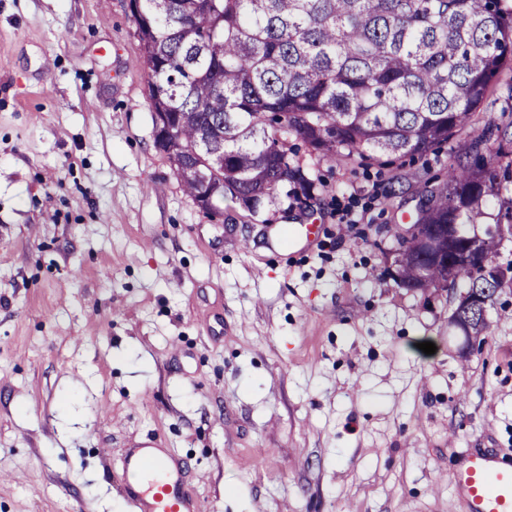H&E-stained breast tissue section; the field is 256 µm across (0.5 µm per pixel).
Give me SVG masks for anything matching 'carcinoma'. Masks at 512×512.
Returning a JSON list of instances; mask_svg holds the SVG:
<instances>
[{
  "instance_id": "cac0c4a2",
  "label": "carcinoma",
  "mask_w": 512,
  "mask_h": 512,
  "mask_svg": "<svg viewBox=\"0 0 512 512\" xmlns=\"http://www.w3.org/2000/svg\"><path fill=\"white\" fill-rule=\"evenodd\" d=\"M152 110L172 117L165 148L183 191H215L256 214L315 180L288 141L334 162L384 166L423 157L471 129L512 71V10L503 0H130ZM512 112L485 121L424 189L394 251L403 288L512 284L488 268L512 225ZM458 225L463 262L425 254L418 235Z\"/></svg>"
}]
</instances>
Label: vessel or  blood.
Instances as JSON below:
<instances>
[{"label": "vessel or blood", "mask_w": 512, "mask_h": 512, "mask_svg": "<svg viewBox=\"0 0 512 512\" xmlns=\"http://www.w3.org/2000/svg\"><path fill=\"white\" fill-rule=\"evenodd\" d=\"M158 449L156 442H141L120 456L119 491L131 512H201L181 489V467L157 458ZM451 482L467 512H512V467L483 451L468 452L452 470Z\"/></svg>", "instance_id": "b4317fda"}]
</instances>
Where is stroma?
<instances>
[{
  "label": "stroma",
  "mask_w": 512,
  "mask_h": 512,
  "mask_svg": "<svg viewBox=\"0 0 512 512\" xmlns=\"http://www.w3.org/2000/svg\"><path fill=\"white\" fill-rule=\"evenodd\" d=\"M299 154L311 215L204 213L155 145L128 0H0V512H130L117 460L147 439L202 512H464L466 452L512 464V288L464 353L456 290L391 273L448 148Z\"/></svg>",
  "instance_id": "35a3bbf8"
}]
</instances>
